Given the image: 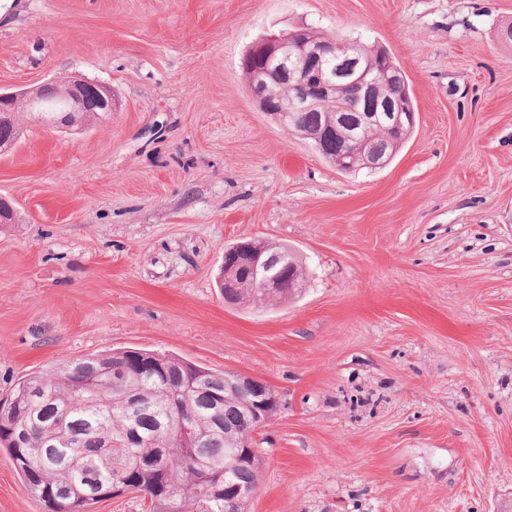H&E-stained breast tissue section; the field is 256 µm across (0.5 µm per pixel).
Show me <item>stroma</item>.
Instances as JSON below:
<instances>
[{"mask_svg": "<svg viewBox=\"0 0 512 512\" xmlns=\"http://www.w3.org/2000/svg\"><path fill=\"white\" fill-rule=\"evenodd\" d=\"M387 48L416 126L345 173L252 97L303 23ZM512 0H0V90L72 76L112 116L0 156V397L140 348L266 381L247 512H512ZM295 248L304 291L225 304V248ZM0 512H43L0 449Z\"/></svg>", "mask_w": 512, "mask_h": 512, "instance_id": "stroma-1", "label": "stroma"}]
</instances>
